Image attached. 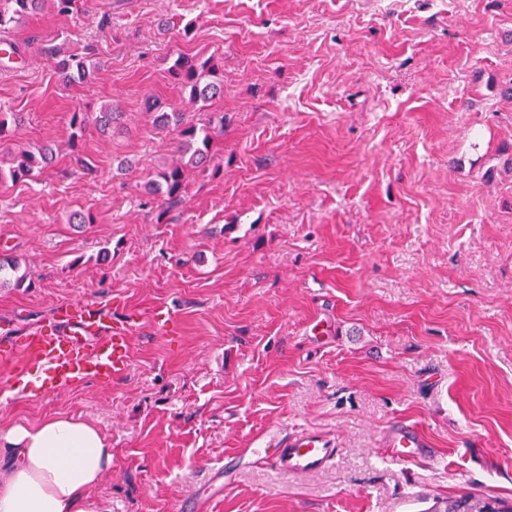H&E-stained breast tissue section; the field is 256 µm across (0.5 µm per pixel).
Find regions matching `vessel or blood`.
<instances>
[{
    "label": "vessel or blood",
    "mask_w": 512,
    "mask_h": 512,
    "mask_svg": "<svg viewBox=\"0 0 512 512\" xmlns=\"http://www.w3.org/2000/svg\"><path fill=\"white\" fill-rule=\"evenodd\" d=\"M130 327L110 310L96 304L67 306L60 311V326L50 334L26 337L14 360L15 369L37 362L51 386L72 379H117L128 370ZM387 447L401 458L414 457L428 442L415 427L400 424L386 435ZM336 456L333 440L314 429L288 432L274 426L261 432L251 447L238 449V460L272 459L283 474L301 476L324 469Z\"/></svg>",
    "instance_id": "1"
}]
</instances>
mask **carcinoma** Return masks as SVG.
<instances>
[{
    "label": "carcinoma",
    "mask_w": 512,
    "mask_h": 512,
    "mask_svg": "<svg viewBox=\"0 0 512 512\" xmlns=\"http://www.w3.org/2000/svg\"><path fill=\"white\" fill-rule=\"evenodd\" d=\"M80 5L81 0H0V27L19 24L47 7L60 15H72ZM41 52L70 78L85 80L98 68V63H89L84 57L72 54L60 57L61 50L55 45L44 44ZM171 72L189 90L191 99L195 101L205 104L217 93V86L207 80L213 73V66L207 60L199 61L180 55L175 59ZM154 120L164 128H173L180 138L181 152L189 155L185 165L173 166L160 173L166 186L165 200L173 206L180 202L185 190L184 167L197 168L206 163L213 149L214 137L224 132V113L211 112L203 123L185 121L182 112H157ZM47 159L48 153L43 148L36 154L22 150L14 158L10 177L15 181L31 178L36 170L45 167ZM431 512H512V506H505L493 499L465 496L448 499L444 501V506L438 505Z\"/></svg>",
    "instance_id": "carcinoma-1"
}]
</instances>
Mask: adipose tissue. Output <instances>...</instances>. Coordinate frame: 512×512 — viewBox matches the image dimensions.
<instances>
[{"instance_id": "ef3b65f1", "label": "adipose tissue", "mask_w": 512, "mask_h": 512, "mask_svg": "<svg viewBox=\"0 0 512 512\" xmlns=\"http://www.w3.org/2000/svg\"><path fill=\"white\" fill-rule=\"evenodd\" d=\"M4 439L0 512H100L92 491L112 450L94 425L58 415L14 426Z\"/></svg>"}]
</instances>
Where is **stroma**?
<instances>
[{"instance_id":"35a3bbf8","label":"stroma","mask_w":512,"mask_h":512,"mask_svg":"<svg viewBox=\"0 0 512 512\" xmlns=\"http://www.w3.org/2000/svg\"><path fill=\"white\" fill-rule=\"evenodd\" d=\"M2 40L22 61L0 67V103L25 121L0 140V258L18 263L0 345L77 302L118 308L133 335L118 379L9 376L0 435L57 415L97 426L101 512H181L193 489L198 512L512 503V0H86ZM47 40L94 45L97 74L64 78ZM180 54L215 66L224 135L168 208L149 188L178 139L146 105L199 119L170 72ZM19 147L54 160L12 181ZM401 423L429 452L384 447ZM277 424L334 436V463L287 477L266 460L212 487Z\"/></svg>"}]
</instances>
